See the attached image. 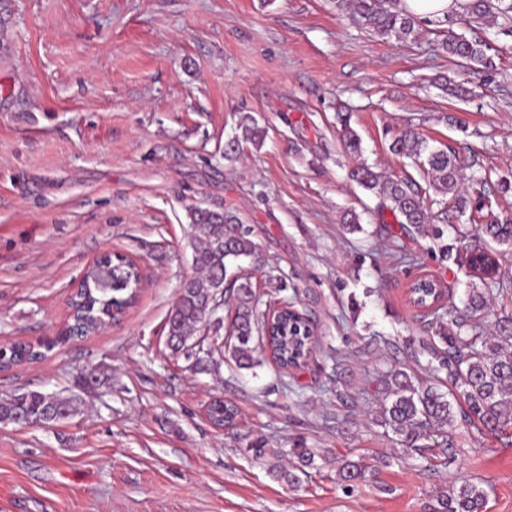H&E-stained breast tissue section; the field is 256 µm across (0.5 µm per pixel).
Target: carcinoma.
<instances>
[{
  "label": "carcinoma",
  "instance_id": "obj_1",
  "mask_svg": "<svg viewBox=\"0 0 512 512\" xmlns=\"http://www.w3.org/2000/svg\"><path fill=\"white\" fill-rule=\"evenodd\" d=\"M398 0H338V6L356 25L384 37L404 40L410 36L419 20L395 7ZM466 16L471 23L502 22L512 30V0H470ZM441 49L454 61L476 70L490 69L492 58L486 42L469 38L463 33L448 31ZM341 144L346 154L362 153L360 136L350 126L348 115L338 112ZM264 130L249 115L243 117L235 134L224 142V160H236L243 144L258 145ZM390 151L407 159L406 166L415 173L390 178L365 163L351 171L352 179L365 191L379 199L378 209L392 214L405 230H414L431 238L440 260L459 266H485L496 256L512 250V217L505 218L492 210L490 197L506 196L512 183L489 175L476 179L470 186L463 184L461 159L449 145L432 146L418 131L405 128L391 135ZM468 216L466 224L448 223V211ZM192 248V265L199 274L183 280L165 323L168 348L173 355L194 359L195 372L211 370L213 355L218 353L240 369L261 365L258 357L260 339L266 334L264 312L250 278L232 270L241 259L260 262L253 229L233 211L220 206H190L187 209ZM456 240H467L465 253L445 241L448 231ZM115 284L102 290L93 281L74 293L75 314L66 331L67 338H84L98 331L101 324L118 318L136 301L139 273L120 257L112 259ZM486 288L470 290L464 308L453 301L434 312L435 330L422 343L427 357L424 370L437 375L445 373L448 390L422 380L416 373L392 366L377 379L384 394L380 425L399 437L407 454L423 456L432 449V436L440 434L446 465L455 459L453 430L460 426L479 427L496 436L512 427V314L499 316L493 323L492 335H485L487 318L491 315L488 297L494 293L505 297L508 289ZM233 292L235 308L229 326L221 319H212L224 300V292ZM450 317L445 326L444 317ZM303 323L287 309L278 313L271 336L273 356L280 368L299 367L306 357L307 337L297 334ZM226 337L219 350L206 349L208 336ZM46 353L23 343L5 347L4 363L8 368L24 361H36ZM78 412L77 402L55 393L40 390L15 392L0 400V424L20 425L26 420L55 423L67 420ZM208 416L217 427L234 424L237 409L216 398ZM295 459L291 467L270 465L269 472L290 486L300 485L318 468L316 454L301 443L290 450ZM341 481L347 484L363 482L371 476L368 466L346 460L337 468ZM485 492L475 483L460 479L448 487V494L438 499L433 512H483Z\"/></svg>",
  "mask_w": 512,
  "mask_h": 512
}]
</instances>
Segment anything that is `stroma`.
<instances>
[{"label": "stroma", "mask_w": 512, "mask_h": 512, "mask_svg": "<svg viewBox=\"0 0 512 512\" xmlns=\"http://www.w3.org/2000/svg\"><path fill=\"white\" fill-rule=\"evenodd\" d=\"M6 27L0 345L55 347L0 371V398L54 392L79 411L0 425V512H432L459 477L484 489V512H512V428L457 429L447 466L408 457L375 423L378 374L420 368L430 318L409 302L410 280L439 279L459 306L480 280L374 215L335 121L346 105L364 160L391 174L403 167L387 131L410 127L454 147L466 176H512V35L453 17L398 41L352 24L336 0H13ZM449 29L492 44L490 76L441 50ZM444 74L472 96L444 93ZM247 114L265 140L226 161L224 141ZM197 203L251 225L258 294L294 301L316 326L308 364L285 372L267 357L197 375L170 356L164 326L195 273ZM350 210L360 230L344 224ZM107 251L142 265L139 300L120 322L62 341L84 270ZM92 371L106 384L85 383ZM213 396L236 405L235 427L206 420ZM298 442L319 469L292 488L269 467ZM344 460L374 478L345 487Z\"/></svg>", "instance_id": "35a3bbf8"}]
</instances>
